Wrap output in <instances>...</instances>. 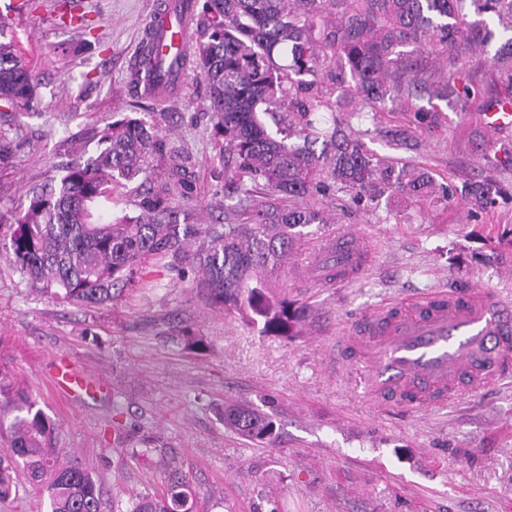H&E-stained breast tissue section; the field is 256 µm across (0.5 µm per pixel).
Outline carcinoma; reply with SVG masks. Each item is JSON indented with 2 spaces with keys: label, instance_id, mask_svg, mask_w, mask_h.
Here are the masks:
<instances>
[{
  "label": "carcinoma",
  "instance_id": "cac0c4a2",
  "mask_svg": "<svg viewBox=\"0 0 512 512\" xmlns=\"http://www.w3.org/2000/svg\"><path fill=\"white\" fill-rule=\"evenodd\" d=\"M512 32V0H203L195 43L181 59L199 70L225 146L226 166L243 203L222 224L180 222L192 202L189 157L168 147L155 126L136 118L107 125L100 149L59 178L30 189L11 225L9 245L27 285L73 305L114 301L139 285L151 257H192L209 305L235 312L264 336L299 335L302 309L276 293L281 266L303 229L327 223L307 200L344 192L357 203L394 191L411 200L461 197L484 210L507 193L497 181L438 186L428 175L386 163L336 116V93L352 111H372L395 97H475L462 58L485 47L493 32L470 21L466 5ZM0 23V105L27 107L37 78ZM419 51L442 61L425 75ZM512 84V42L492 58ZM277 126L272 132L262 119ZM171 186L139 194V213L104 219L99 202L157 164ZM11 375L0 371V408L14 413L9 448L0 455V502L12 497L21 467L45 488L48 512H102V490L85 468L51 448L53 426ZM224 426L255 445L276 437L273 415L224 404ZM128 512H191L187 481L176 477L159 497L142 496Z\"/></svg>",
  "mask_w": 512,
  "mask_h": 512
}]
</instances>
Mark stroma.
I'll return each mask as SVG.
<instances>
[{"label": "stroma", "mask_w": 512, "mask_h": 512, "mask_svg": "<svg viewBox=\"0 0 512 512\" xmlns=\"http://www.w3.org/2000/svg\"><path fill=\"white\" fill-rule=\"evenodd\" d=\"M30 2V14L6 21L39 85L30 108L0 111V367L51 420L53 447L98 479L105 512L163 494L175 470L195 512H512V374L407 412L356 393L364 362L341 343L366 313L405 298L480 287L512 299V128L493 131L479 119L489 99L512 98L488 61L512 36L496 31L485 54L465 56L479 90L466 108L425 97L357 115L340 105L378 157L444 185L493 178L508 195L475 218L458 198L385 195L367 208L342 193L321 198L328 224L298 243L279 273V293L305 308L300 335L287 341L209 306L190 262L169 257L145 264L144 288L103 305H70L27 286L6 246L26 191L87 160L113 120L147 121L190 155V221L223 223L239 204L198 71L186 70L172 102L130 85L153 0H74L87 28L65 24L59 0ZM340 229L364 235L369 256L352 282L317 286L307 265ZM185 328L205 350L185 347ZM62 358L94 382L92 397L74 403L53 393ZM268 397L274 442L255 446L225 428V403Z\"/></svg>", "instance_id": "obj_1"}]
</instances>
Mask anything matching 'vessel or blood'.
Masks as SVG:
<instances>
[{
	"instance_id": "1",
	"label": "vessel or blood",
	"mask_w": 512,
	"mask_h": 512,
	"mask_svg": "<svg viewBox=\"0 0 512 512\" xmlns=\"http://www.w3.org/2000/svg\"><path fill=\"white\" fill-rule=\"evenodd\" d=\"M173 6L181 14L177 40L188 43L193 16L185 0L176 6L155 0L151 14L163 16ZM156 45L165 52L170 49L152 28H145L134 71L144 95L162 101L182 75L174 72L161 82L147 75L144 60ZM324 247L335 254L337 267L348 272L357 271L364 261L358 235L339 233ZM355 334L370 353L358 392L420 412L475 392L503 374L512 361V303L481 291L403 300L362 318ZM55 386L69 394L92 390L85 375L66 367L57 370Z\"/></svg>"
}]
</instances>
